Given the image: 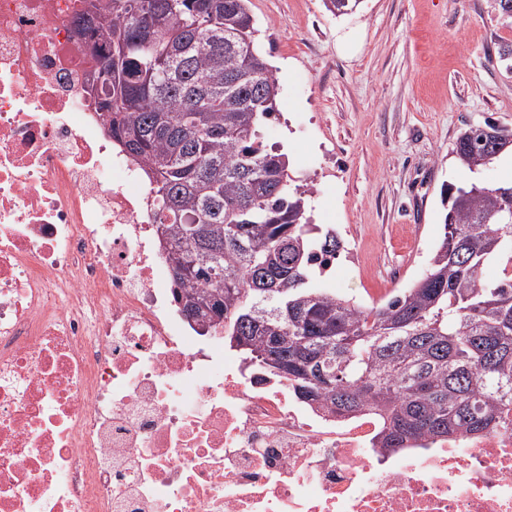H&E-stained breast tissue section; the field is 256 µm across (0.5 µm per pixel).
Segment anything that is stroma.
Masks as SVG:
<instances>
[{
  "mask_svg": "<svg viewBox=\"0 0 512 512\" xmlns=\"http://www.w3.org/2000/svg\"><path fill=\"white\" fill-rule=\"evenodd\" d=\"M257 41L281 91L262 127L311 187L312 223L338 230L354 263L328 287L382 303L426 271L448 185L512 182L492 163L472 172L464 129H512V16L492 0H359L337 17L322 0H251Z\"/></svg>",
  "mask_w": 512,
  "mask_h": 512,
  "instance_id": "obj_1",
  "label": "stroma"
}]
</instances>
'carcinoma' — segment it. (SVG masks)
Returning a JSON list of instances; mask_svg holds the SVG:
<instances>
[{
    "label": "carcinoma",
    "instance_id": "carcinoma-1",
    "mask_svg": "<svg viewBox=\"0 0 512 512\" xmlns=\"http://www.w3.org/2000/svg\"><path fill=\"white\" fill-rule=\"evenodd\" d=\"M251 0H96L80 32L94 41L90 97L115 145L153 184L176 301L244 336L243 359L271 361L308 405L377 417L378 448L479 437L512 413V186L448 187L443 236L426 274L384 303L312 286L342 248L307 216L310 188L259 127L280 84L256 43ZM512 151V132L469 127L453 152L471 170Z\"/></svg>",
    "mask_w": 512,
    "mask_h": 512
}]
</instances>
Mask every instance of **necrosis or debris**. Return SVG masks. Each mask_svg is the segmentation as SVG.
Instances as JSON below:
<instances>
[{
  "label": "necrosis or debris",
  "mask_w": 512,
  "mask_h": 512,
  "mask_svg": "<svg viewBox=\"0 0 512 512\" xmlns=\"http://www.w3.org/2000/svg\"><path fill=\"white\" fill-rule=\"evenodd\" d=\"M84 9L0 0V512H512V421L386 453L194 334Z\"/></svg>",
  "instance_id": "necrosis-or-debris-1"
}]
</instances>
